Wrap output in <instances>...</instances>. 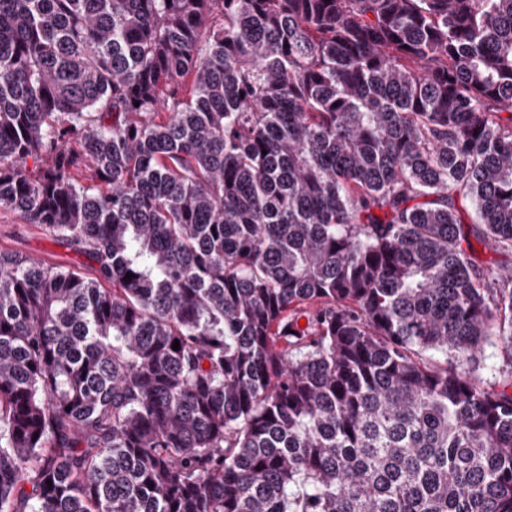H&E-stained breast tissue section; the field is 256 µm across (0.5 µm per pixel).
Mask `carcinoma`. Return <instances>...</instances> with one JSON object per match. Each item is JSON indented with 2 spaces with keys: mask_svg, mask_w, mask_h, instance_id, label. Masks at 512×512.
<instances>
[{
  "mask_svg": "<svg viewBox=\"0 0 512 512\" xmlns=\"http://www.w3.org/2000/svg\"><path fill=\"white\" fill-rule=\"evenodd\" d=\"M0 209V512H512V0H0ZM1 250L62 268H74L85 262L75 251L55 243L37 224H28L13 211L0 210ZM479 267L486 273H497L500 270L512 269V254L500 252L490 246L472 240Z\"/></svg>",
  "mask_w": 512,
  "mask_h": 512,
  "instance_id": "obj_1",
  "label": "carcinoma"
}]
</instances>
